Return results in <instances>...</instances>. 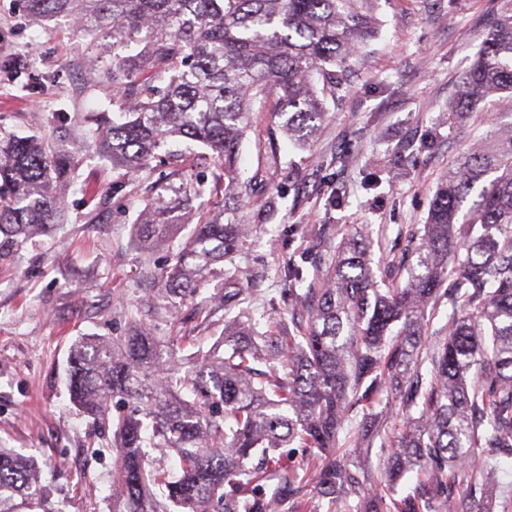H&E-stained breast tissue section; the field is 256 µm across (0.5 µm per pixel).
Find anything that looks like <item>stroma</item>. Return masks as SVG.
I'll use <instances>...</instances> for the list:
<instances>
[{
  "label": "stroma",
  "mask_w": 512,
  "mask_h": 512,
  "mask_svg": "<svg viewBox=\"0 0 512 512\" xmlns=\"http://www.w3.org/2000/svg\"><path fill=\"white\" fill-rule=\"evenodd\" d=\"M506 14L512 0H379L380 33L350 61L346 92L326 96L312 143L294 148L272 106L258 113L240 161L249 190L213 192L252 227L224 273L244 290L254 320L287 319L285 267L298 264L315 279L344 235L370 241L380 267L399 263L440 178L491 134L490 113L454 107L482 34ZM18 60L19 77L10 67ZM109 65L72 19L34 24L23 0H0V138H49L75 161L63 224L0 261V447L37 459L57 512H124L112 494L120 464L112 429L69 401L72 343L123 333L140 308L159 336L170 317L187 319L203 352L224 332L223 311L197 319L191 302L150 297L166 254L135 243L144 187L177 157L206 151L176 139L135 180L114 171L87 121L118 109ZM378 409L385 425L362 464L379 480L406 420L390 392Z\"/></svg>",
  "instance_id": "obj_1"
}]
</instances>
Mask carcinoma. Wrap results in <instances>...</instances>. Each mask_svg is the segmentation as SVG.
Returning <instances> with one entry per match:
<instances>
[{
  "label": "carcinoma",
  "instance_id": "1",
  "mask_svg": "<svg viewBox=\"0 0 512 512\" xmlns=\"http://www.w3.org/2000/svg\"><path fill=\"white\" fill-rule=\"evenodd\" d=\"M36 20L71 16L112 50L123 111L94 112L99 149L137 176L172 138L211 150L224 194L243 182L240 151L256 105L276 101L289 138L304 145L324 119L317 84L346 89L343 63L377 33L375 0H24ZM338 69L333 70L331 66ZM508 108L498 109L496 104ZM498 109L490 139L437 185L407 279L377 276L363 239L345 237L326 282L288 289V330L233 319L224 349L175 363L193 337L179 323L161 340L133 320L122 335L71 348L69 394L112 426L121 465L113 483L126 512H512L500 460L512 458V16L485 31L462 80L457 112ZM70 153L50 140L0 142V258L62 220ZM144 198L135 240L171 245L198 221L161 274L163 299L196 297L246 225L203 201L205 181L178 168ZM448 300V334L424 351L429 307ZM385 390L407 419L373 487L359 447L336 440L362 415L361 443L380 430ZM288 452H282V449ZM175 452L180 472L150 479V452ZM35 460L0 448V512H53ZM417 481L400 490L405 476Z\"/></svg>",
  "mask_w": 512,
  "mask_h": 512
}]
</instances>
